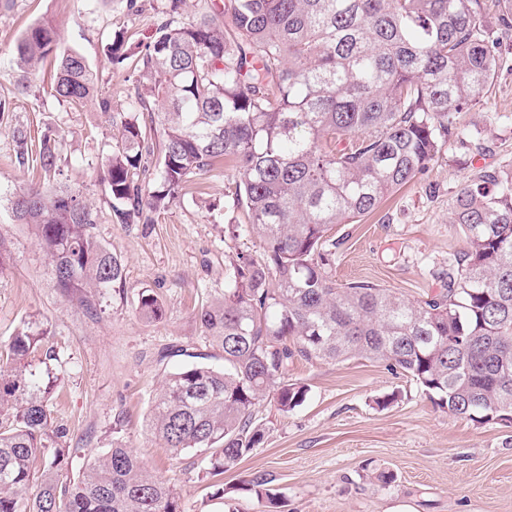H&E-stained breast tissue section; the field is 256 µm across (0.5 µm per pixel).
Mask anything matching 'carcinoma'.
<instances>
[{
  "label": "carcinoma",
  "instance_id": "1",
  "mask_svg": "<svg viewBox=\"0 0 512 512\" xmlns=\"http://www.w3.org/2000/svg\"><path fill=\"white\" fill-rule=\"evenodd\" d=\"M186 2L166 0L168 19L143 49L129 52L121 33L108 47L114 64L136 56L128 111L99 102L112 124L101 175L111 216L132 224L164 210L224 161L235 170L232 206L246 220L231 233L255 234L262 256H227L223 297L197 312L224 365L167 374L148 432L176 455L204 452L203 473L220 476L264 441L261 402L288 413L306 401L307 386L288 379L298 358L383 364L455 416L511 425L512 167L480 169L459 191L450 223L464 246L434 295L337 287L329 233L374 212L451 147L478 141L455 115L497 77L512 0H497L492 23L487 0H222L177 24ZM11 54L22 94L40 92L47 62L57 100L76 105L94 94L96 75L47 22L28 28ZM146 112L159 125L154 151ZM13 136L23 164L30 132ZM59 144L51 130L38 138L35 161L47 175ZM8 205L52 258L61 294L90 308L122 283V259L94 235L98 214L78 191L30 184ZM136 312L160 322L165 308L144 290ZM45 336L25 323L0 352V512H183L179 493L118 440L59 482L72 449L48 410L52 382L32 366L41 352L53 357ZM269 483L254 473L242 489L271 500Z\"/></svg>",
  "mask_w": 512,
  "mask_h": 512
}]
</instances>
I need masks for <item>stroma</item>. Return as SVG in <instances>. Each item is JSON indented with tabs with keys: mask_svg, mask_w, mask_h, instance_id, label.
Instances as JSON below:
<instances>
[{
	"mask_svg": "<svg viewBox=\"0 0 512 512\" xmlns=\"http://www.w3.org/2000/svg\"><path fill=\"white\" fill-rule=\"evenodd\" d=\"M165 0H10L0 6V238L10 253L0 266V348L23 323L49 329L57 356L50 367L57 388L48 402L51 418L69 430L76 478L86 460L122 440L146 469L181 493L184 512H512V427L477 426L438 409L416 383L384 365L350 359L339 364L296 360L289 379L306 384L308 397L282 413L259 408L267 432L259 448L223 475L229 492L214 497L201 453L172 455L145 428L151 399L166 374L202 357L223 359L195 318L201 306L224 294V255L260 257L258 239L232 237L229 225L244 217L224 187L232 170L216 166L194 178L180 201L153 213L150 223L119 224L110 217L99 174L111 128L98 107L108 98L126 111L133 91L131 64H112L106 46L124 33L128 47L144 46L163 18ZM58 27L64 48L82 54L97 72L96 100L79 106L57 101L49 81L35 97L17 94L11 48L35 22ZM507 66L491 92L457 113L459 125L479 130L482 152L456 148L434 161L418 180L388 197L356 224L330 232L338 240L332 273L337 284L368 282L409 298L439 290V272L463 246L449 217L459 190L475 170L512 165V39L501 44ZM32 134L51 127L63 136L55 184L80 191L98 212L97 238L124 264L122 287L93 307L55 288L52 261L31 229L16 223L6 203L16 189L40 179L35 162L19 163L15 127ZM162 300L165 317L146 322L135 314L142 290ZM399 392L397 403L375 400ZM390 471L391 486L372 481ZM255 472L266 473L276 504L242 490Z\"/></svg>",
	"mask_w": 512,
	"mask_h": 512,
	"instance_id": "stroma-1",
	"label": "stroma"
}]
</instances>
